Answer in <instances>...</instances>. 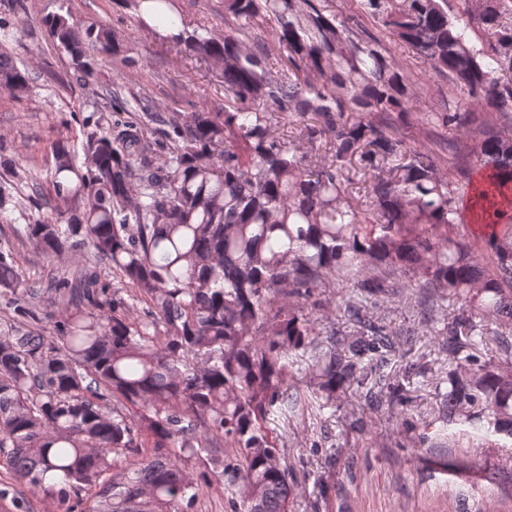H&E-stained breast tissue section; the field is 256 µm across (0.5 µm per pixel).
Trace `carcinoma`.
Returning a JSON list of instances; mask_svg holds the SVG:
<instances>
[{"label": "carcinoma", "instance_id": "carcinoma-1", "mask_svg": "<svg viewBox=\"0 0 512 512\" xmlns=\"http://www.w3.org/2000/svg\"><path fill=\"white\" fill-rule=\"evenodd\" d=\"M129 4L141 27L215 70L224 106L161 120L114 85L111 125L55 143L56 216L25 236L49 257L86 247L92 260L60 283L63 317L45 336L30 328L37 293L0 246V299L24 321L0 331V456L17 479L62 503L92 490L89 512H195L199 483L213 478L230 512H288L294 488L270 424L302 404L291 378L319 335L309 300L341 274L359 292L347 302L357 340L326 331L312 401L332 403L389 364L393 336L362 310L410 276L426 288L424 314L449 294L468 307L439 332L448 358L471 354L439 392L437 436L456 424L465 448L512 440V337L475 321L512 320V0H462L456 13L448 0H347L345 11L330 0H224L220 39L189 29L173 0ZM266 18L285 53L278 67L265 41L247 40ZM367 21L448 73L449 98L465 104L416 119L470 129L476 166L450 144L429 155L400 135L409 64ZM44 24L79 83L103 56L138 64L101 22L78 26L67 11ZM10 36L0 22V87L20 96L29 77L4 48ZM270 104L294 117L291 139ZM362 178L367 206L352 195ZM99 265L128 298L100 282ZM132 302L146 305L144 319L129 316ZM490 343L498 364H478ZM120 405L139 408L140 424ZM223 446L236 458L220 457ZM129 454L137 459L118 464Z\"/></svg>", "mask_w": 512, "mask_h": 512}]
</instances>
